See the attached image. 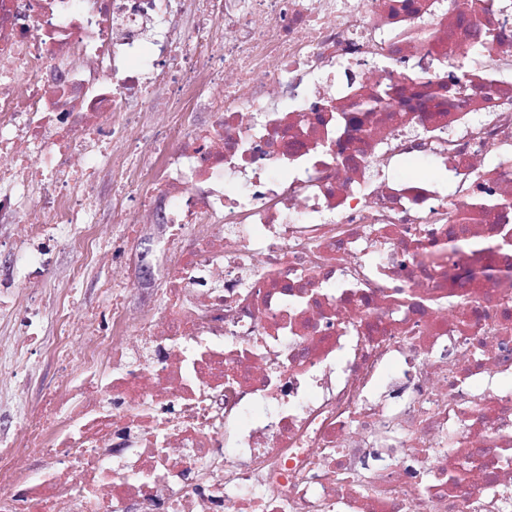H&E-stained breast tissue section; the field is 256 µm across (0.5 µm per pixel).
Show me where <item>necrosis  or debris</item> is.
Instances as JSON below:
<instances>
[{"label": "necrosis or debris", "instance_id": "4bbe7bcc", "mask_svg": "<svg viewBox=\"0 0 512 512\" xmlns=\"http://www.w3.org/2000/svg\"><path fill=\"white\" fill-rule=\"evenodd\" d=\"M1 60L15 264L162 224L167 272L100 278L0 512H512V0H0ZM10 311L1 386L69 351L63 302Z\"/></svg>", "mask_w": 512, "mask_h": 512}]
</instances>
